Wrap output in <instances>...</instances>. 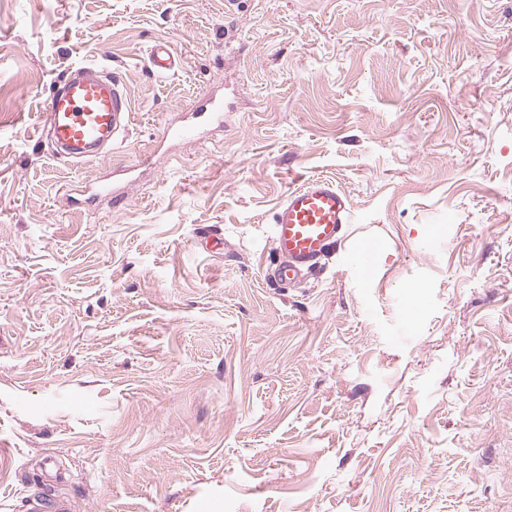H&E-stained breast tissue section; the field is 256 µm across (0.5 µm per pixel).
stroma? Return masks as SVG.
<instances>
[{
  "mask_svg": "<svg viewBox=\"0 0 512 512\" xmlns=\"http://www.w3.org/2000/svg\"><path fill=\"white\" fill-rule=\"evenodd\" d=\"M85 63L134 120L75 164L41 131ZM212 98L223 130L166 137ZM310 176L353 222L283 287ZM35 501L512 512V0H0V512ZM148 64L150 70L159 75H167L175 72L177 59L166 43H158L152 47L149 53Z\"/></svg>",
  "mask_w": 512,
  "mask_h": 512,
  "instance_id": "obj_1",
  "label": "stroma"
}]
</instances>
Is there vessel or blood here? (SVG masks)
I'll return each instance as SVG.
<instances>
[{
  "mask_svg": "<svg viewBox=\"0 0 512 512\" xmlns=\"http://www.w3.org/2000/svg\"><path fill=\"white\" fill-rule=\"evenodd\" d=\"M148 64L160 75L174 73L177 59L170 47H152ZM48 132L63 154L77 162L98 157L130 128L132 110L121 77L105 67L85 64L68 70L53 87L46 106ZM224 122V103L200 105L187 124L168 128V135L201 133ZM349 197L326 177H310L292 188L273 217L272 245L277 263L265 275L280 285L301 282L327 250L340 241L351 222Z\"/></svg>",
  "mask_w": 512,
  "mask_h": 512,
  "instance_id": "1",
  "label": "vessel or blood"
}]
</instances>
